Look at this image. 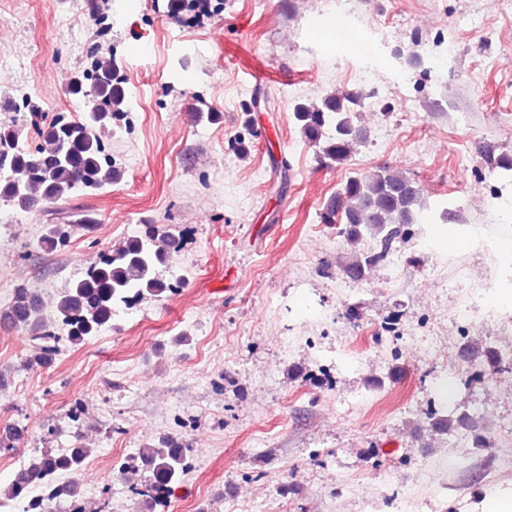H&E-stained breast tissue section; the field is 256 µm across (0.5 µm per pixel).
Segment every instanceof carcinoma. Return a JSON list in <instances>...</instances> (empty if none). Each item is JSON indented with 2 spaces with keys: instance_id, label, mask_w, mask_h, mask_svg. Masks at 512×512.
<instances>
[{
  "instance_id": "cac0c4a2",
  "label": "carcinoma",
  "mask_w": 512,
  "mask_h": 512,
  "mask_svg": "<svg viewBox=\"0 0 512 512\" xmlns=\"http://www.w3.org/2000/svg\"><path fill=\"white\" fill-rule=\"evenodd\" d=\"M71 93L85 100L83 115L35 128V145L16 147L19 134L10 125L0 126V202L24 212L55 204L73 193L94 194L120 179L121 173L105 153L104 138L112 134V119L123 111L125 100L113 84L112 58L99 56L92 71L74 76ZM361 95L336 91L316 100L294 105V122L300 135L317 149L321 164L344 165L366 139L363 128L353 122L355 106ZM483 160L491 169L512 171V158L495 155L492 147L483 149ZM422 195L418 184L405 174L383 166L354 176L336 191L328 203V214L344 225L346 240L355 243L366 237L376 241L368 253L354 255L344 272L352 280L365 278L368 269L382 261L397 239H405L409 226L419 223ZM72 224H49L40 238L46 252L65 249L70 243ZM176 242L148 230L131 237L112 250L97 269L71 283L55 306L58 326L66 339L77 345L97 335L112 321L116 308L141 298H160L174 290L163 281L158 268L165 265ZM14 325L40 327L41 301L27 288L15 291L8 307ZM42 355L36 359L45 364L59 351V336L40 334ZM483 364L489 374L512 371L501 354L488 348ZM91 449L76 444L61 453H42L31 459L16 473L6 489L4 499L28 500L25 512H46V501L64 498L59 476L74 473L85 462ZM142 463L149 478L135 495L159 501L188 471L187 450L167 439L146 448ZM39 482V498L29 497L30 483Z\"/></svg>"
}]
</instances>
